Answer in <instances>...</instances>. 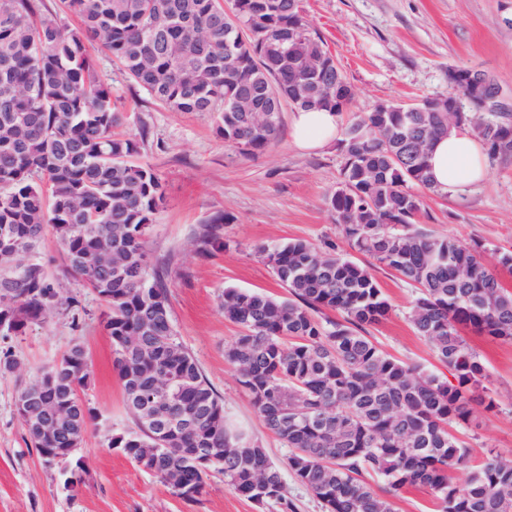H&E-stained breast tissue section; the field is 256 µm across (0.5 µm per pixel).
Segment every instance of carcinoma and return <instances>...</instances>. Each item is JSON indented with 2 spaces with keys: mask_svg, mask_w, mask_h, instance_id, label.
Instances as JSON below:
<instances>
[{
  "mask_svg": "<svg viewBox=\"0 0 512 512\" xmlns=\"http://www.w3.org/2000/svg\"><path fill=\"white\" fill-rule=\"evenodd\" d=\"M69 28L43 0H0V334L19 335L60 304L37 258L50 231L65 269L104 300L113 368L134 428L120 449L188 503L210 472L258 505L290 512L280 466L224 412V399L173 328L166 276L149 265L148 236L163 190L137 160L139 140L119 132L125 111L96 71L106 50L133 83L170 112L217 114L224 144L256 156L276 145L283 112L351 109L353 93L300 0H61ZM468 69H448L437 112L354 114L337 149L341 180L327 198L339 234L360 258L304 240L257 247L288 296L224 288V319L240 333L224 347L236 382L265 429L289 449L286 465L323 512H393L404 488L426 490L436 512H512V464L472 459V403L492 410L488 378L462 331L512 342V251L490 266L476 247L422 224L423 194H439L427 155L436 139L469 128L492 158H512V112H450ZM249 90L273 109L241 112ZM220 214L201 227L197 251L224 247ZM416 290L406 313L452 376L384 351L370 328L392 305L374 270ZM91 378L83 343L42 368L16 400L40 456L81 446L97 415L78 403ZM63 406L72 422L54 437L35 427Z\"/></svg>",
  "mask_w": 512,
  "mask_h": 512,
  "instance_id": "obj_1",
  "label": "carcinoma"
}]
</instances>
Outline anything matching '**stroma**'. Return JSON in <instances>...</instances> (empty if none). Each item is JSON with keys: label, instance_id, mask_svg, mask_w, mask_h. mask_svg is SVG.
Segmentation results:
<instances>
[{"label": "stroma", "instance_id": "35a3bbf8", "mask_svg": "<svg viewBox=\"0 0 512 512\" xmlns=\"http://www.w3.org/2000/svg\"><path fill=\"white\" fill-rule=\"evenodd\" d=\"M314 29L334 55L354 94L349 112L378 102L412 104L448 89L449 67L484 71L512 97V0H303ZM99 77L116 90L129 117L131 134H145L140 159L159 174L165 198L149 238V256L173 259L169 301L174 327L204 374L224 398V408L261 439L277 464L288 450L270 435L240 391L224 347L239 330L225 321L219 296L225 287L284 295L258 246L300 239L316 246L350 247L339 235L326 205L340 181L336 146L315 154L298 152L281 132L278 143L256 157L226 146L207 113L169 112L123 76L104 51H97ZM489 175L477 186L448 196L426 195L424 221L463 245H482V257L512 250V159H492ZM228 218L224 248L204 258L196 236L217 214ZM40 256L63 303L19 336L0 335V356L16 360L14 373L0 376V512H278L235 494L221 474H211L200 501L186 503L155 475L139 469L110 448L112 433L133 428L123 407L112 366V342L102 327L104 302L65 274L53 236ZM375 275L393 313L373 334L390 354L446 375L430 345L405 318L413 288L388 270ZM78 298L72 309L65 300ZM80 340L91 363V381L81 399L99 414L79 451L85 460L78 489L64 483L60 465L48 464L31 443L15 408L18 391L73 340ZM470 346L488 373L486 393L494 410L475 407L474 458L494 453L512 463V343L468 333Z\"/></svg>", "mask_w": 512, "mask_h": 512}]
</instances>
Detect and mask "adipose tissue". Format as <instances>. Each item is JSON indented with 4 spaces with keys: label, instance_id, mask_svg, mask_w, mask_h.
Returning <instances> with one entry per match:
<instances>
[{
    "label": "adipose tissue",
    "instance_id": "1",
    "mask_svg": "<svg viewBox=\"0 0 512 512\" xmlns=\"http://www.w3.org/2000/svg\"><path fill=\"white\" fill-rule=\"evenodd\" d=\"M339 135V116L327 109L294 112L290 126L292 145L302 152H318ZM434 183L445 193L478 184L486 177L488 163L479 140L469 130H459L436 141L430 153Z\"/></svg>",
    "mask_w": 512,
    "mask_h": 512
}]
</instances>
